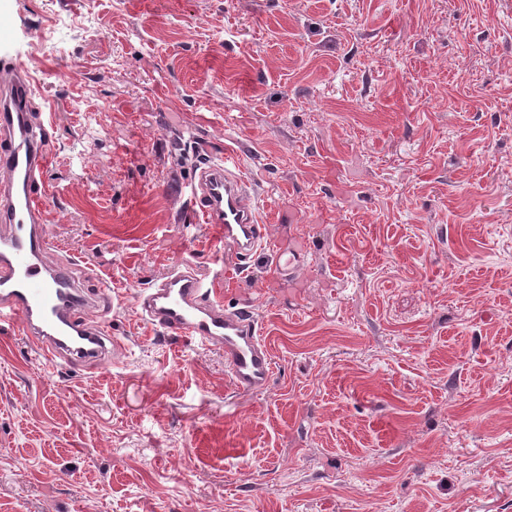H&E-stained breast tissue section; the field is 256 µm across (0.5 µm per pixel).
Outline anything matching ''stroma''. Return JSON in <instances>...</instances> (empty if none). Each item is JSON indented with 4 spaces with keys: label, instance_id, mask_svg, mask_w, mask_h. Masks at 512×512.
I'll use <instances>...</instances> for the list:
<instances>
[{
    "label": "stroma",
    "instance_id": "1",
    "mask_svg": "<svg viewBox=\"0 0 512 512\" xmlns=\"http://www.w3.org/2000/svg\"><path fill=\"white\" fill-rule=\"evenodd\" d=\"M5 57L54 124L43 260L111 279L121 351L0 333V512H512V0H0ZM228 144L276 244L243 275L184 196ZM185 265L266 390L139 319Z\"/></svg>",
    "mask_w": 512,
    "mask_h": 512
}]
</instances>
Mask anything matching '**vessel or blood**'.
Listing matches in <instances>:
<instances>
[{
    "label": "vessel or blood",
    "instance_id": "vessel-or-blood-1",
    "mask_svg": "<svg viewBox=\"0 0 512 512\" xmlns=\"http://www.w3.org/2000/svg\"><path fill=\"white\" fill-rule=\"evenodd\" d=\"M27 67L0 68V330L20 332L48 364L100 366L110 354L105 326L77 322L75 309L91 306L71 267H46L47 188L53 122L35 102ZM252 183L237 148L202 167L188 191L203 222L220 227L234 249L235 269L267 243L266 226L250 203ZM139 317L171 338L223 350L233 386L264 390L273 356L249 308L224 306L221 283L204 282L193 267L172 270L136 297Z\"/></svg>",
    "mask_w": 512,
    "mask_h": 512
}]
</instances>
